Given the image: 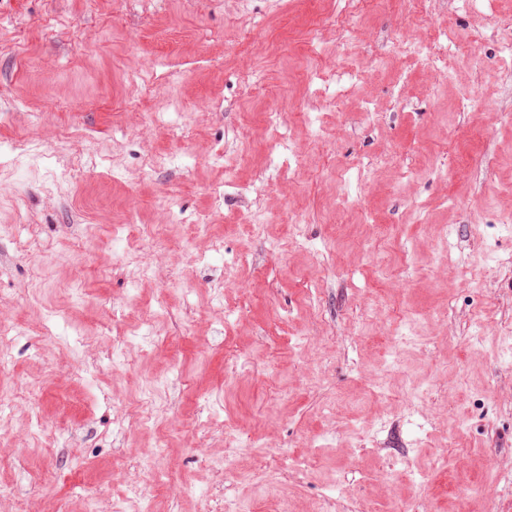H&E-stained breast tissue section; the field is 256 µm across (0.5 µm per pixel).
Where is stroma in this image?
<instances>
[{"label":"stroma","instance_id":"obj_1","mask_svg":"<svg viewBox=\"0 0 512 512\" xmlns=\"http://www.w3.org/2000/svg\"><path fill=\"white\" fill-rule=\"evenodd\" d=\"M341 6L0 0V317L16 334L0 370V484L16 495L0 512L106 510L131 485L152 495L159 469L176 478L161 512H251L269 478L288 512H512V78L466 48L442 73L381 57L403 0H373L361 38L337 43L315 20ZM493 21L512 23V0L441 4L409 31L430 42ZM354 63L366 73L338 103L316 93V71ZM253 69L276 88L241 96ZM466 91L475 105L457 111ZM271 110L299 156L288 173L269 165ZM240 150L239 182L276 215L251 232L244 198L213 206V156ZM343 190L355 201L336 217ZM199 213L210 236L185 254L110 231L182 239ZM85 224L105 230L64 248ZM32 229L49 252L19 249ZM144 260L176 282L143 280ZM454 421L464 450L445 461ZM120 227L123 229V238L133 239L139 242L145 240L153 252L170 250L173 247L180 250L182 247L180 241L172 243L166 240L163 232L164 225L162 224H122Z\"/></svg>","mask_w":512,"mask_h":512}]
</instances>
